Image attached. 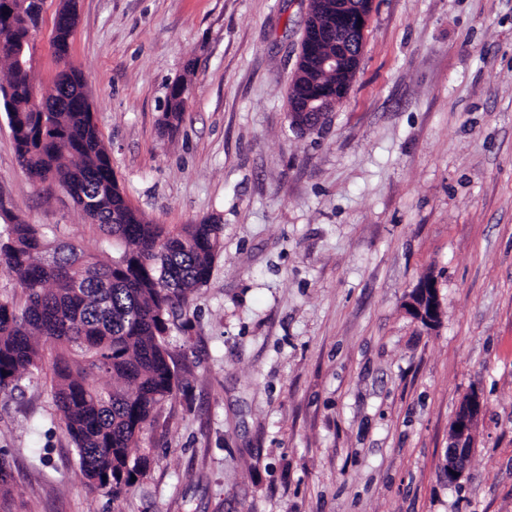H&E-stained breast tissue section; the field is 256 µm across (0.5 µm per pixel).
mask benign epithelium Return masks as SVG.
Returning a JSON list of instances; mask_svg holds the SVG:
<instances>
[{
	"instance_id": "7a95c632",
	"label": "benign epithelium",
	"mask_w": 512,
	"mask_h": 512,
	"mask_svg": "<svg viewBox=\"0 0 512 512\" xmlns=\"http://www.w3.org/2000/svg\"><path fill=\"white\" fill-rule=\"evenodd\" d=\"M334 9L336 30L346 29L358 36H364L372 11L370 0L361 5H354L348 0H336ZM325 36L327 33L320 30L316 17L310 16L301 38L299 55L311 58L318 70L338 72L342 69L345 58L343 45L338 41L336 52L324 54L320 52L319 44ZM310 85L311 93L306 104L289 108L288 117L294 118L293 128L296 130H305L313 124L321 125L340 101L331 89L319 85L318 82L312 80ZM408 307L422 324H436L441 313L436 283L432 280L420 282L410 297ZM482 410V397L478 391L472 390L463 398L451 421L444 463V471L450 483H457L465 476L466 465L473 449V428Z\"/></svg>"
}]
</instances>
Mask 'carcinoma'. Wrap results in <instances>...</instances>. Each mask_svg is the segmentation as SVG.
<instances>
[{
	"label": "carcinoma",
	"instance_id": "carcinoma-1",
	"mask_svg": "<svg viewBox=\"0 0 512 512\" xmlns=\"http://www.w3.org/2000/svg\"><path fill=\"white\" fill-rule=\"evenodd\" d=\"M0 43L33 41L34 17L45 0H11ZM10 73L0 85L25 174L63 190L100 232L101 251L89 254L60 240L57 226L28 224L15 215L0 231V272L15 279L24 306L0 298V392H13L22 375L51 363V384L64 430L93 486L121 496L139 436L156 407L172 396L175 374L164 333L170 313L207 285L220 249L221 225L154 224L112 182V161L91 112H34L33 88L53 97L57 83L35 84L0 53ZM349 74L319 72L343 96ZM112 377L101 386L96 375Z\"/></svg>",
	"mask_w": 512,
	"mask_h": 512
}]
</instances>
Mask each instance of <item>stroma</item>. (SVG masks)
Returning a JSON list of instances; mask_svg holds the SVG:
<instances>
[{
	"instance_id": "1",
	"label": "stroma",
	"mask_w": 512,
	"mask_h": 512,
	"mask_svg": "<svg viewBox=\"0 0 512 512\" xmlns=\"http://www.w3.org/2000/svg\"><path fill=\"white\" fill-rule=\"evenodd\" d=\"M308 3L78 0L69 61L121 188L155 224L218 220L222 249L169 318L178 384L135 481L116 500L87 486L45 362L0 394V512H512V0H373L346 97L299 134L286 91ZM57 6L34 36L46 86ZM3 211L100 247L24 173L0 111ZM427 278L433 326L407 307ZM474 389L452 484L449 427ZM482 410V397L478 391L472 390L463 398L451 421L444 463L449 483H458L465 476L466 465L474 448L473 428Z\"/></svg>"
}]
</instances>
